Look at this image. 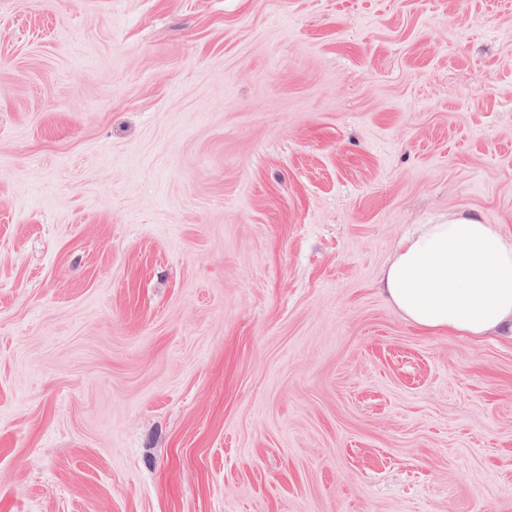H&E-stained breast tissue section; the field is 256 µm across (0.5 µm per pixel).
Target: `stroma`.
Returning <instances> with one entry per match:
<instances>
[{
	"instance_id": "stroma-1",
	"label": "stroma",
	"mask_w": 512,
	"mask_h": 512,
	"mask_svg": "<svg viewBox=\"0 0 512 512\" xmlns=\"http://www.w3.org/2000/svg\"><path fill=\"white\" fill-rule=\"evenodd\" d=\"M512 234V0H0V512H512V339L398 239ZM382 287L396 311L424 332L512 334V235L456 214L415 224Z\"/></svg>"
}]
</instances>
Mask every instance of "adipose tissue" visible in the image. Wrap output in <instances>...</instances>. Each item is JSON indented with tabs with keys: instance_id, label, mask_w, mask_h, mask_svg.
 <instances>
[{
	"instance_id": "1",
	"label": "adipose tissue",
	"mask_w": 512,
	"mask_h": 512,
	"mask_svg": "<svg viewBox=\"0 0 512 512\" xmlns=\"http://www.w3.org/2000/svg\"><path fill=\"white\" fill-rule=\"evenodd\" d=\"M382 287L422 331L512 334V235L456 214L415 225L400 240Z\"/></svg>"
}]
</instances>
